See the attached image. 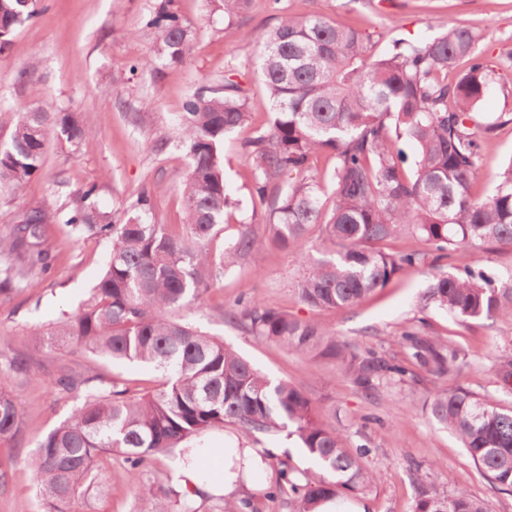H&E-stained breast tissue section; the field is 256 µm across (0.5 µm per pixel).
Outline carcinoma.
Here are the masks:
<instances>
[{
    "instance_id": "carcinoma-1",
    "label": "carcinoma",
    "mask_w": 512,
    "mask_h": 512,
    "mask_svg": "<svg viewBox=\"0 0 512 512\" xmlns=\"http://www.w3.org/2000/svg\"><path fill=\"white\" fill-rule=\"evenodd\" d=\"M213 2L230 24L250 0ZM36 6L37 0H0V52L12 48L15 30L35 17ZM145 26L154 30L156 47L141 67L156 60L166 66L186 61L194 34L176 0H158ZM369 42L370 36L323 15L283 14L267 33L261 77L272 119L242 146L252 197L265 207L264 238L252 225L240 224L224 238L222 250L212 247L234 206L220 146L226 134L251 118L248 96L232 69L224 72L222 83L199 88L182 105L178 130L189 158L182 181L183 223H156L152 192L146 188L123 221L99 210L95 186L81 193L66 223L79 234L109 238L111 251L89 300L55 326L33 331L34 350L59 361L58 392L78 400L26 458L43 512H75L73 505L90 491L111 490L106 461L114 452L135 484L155 458L200 448L207 432L224 427H238L257 442L286 430L297 437L317 471L279 459L274 487L265 493L285 500L289 512H317L320 503L343 500L374 483L368 443L350 451L346 432L317 417L301 387L271 380L224 340L176 317L202 303L224 274L264 240L298 253L304 272L296 291L311 309L353 308L430 254L448 272L430 283L422 309H443L464 321L512 318V289L474 268L477 251L512 246V161L498 174L492 196L471 193L480 158L473 112L492 72L477 51V35L450 19L439 35L396 40L391 53L381 57L369 53ZM461 60L468 62L467 69L448 82V71ZM50 134L75 146L89 130L75 112L36 108L22 113L7 145L0 146V193L23 188L41 170ZM402 140L416 149L410 174L398 147ZM320 153L335 160L334 205L328 215L322 212L313 169ZM292 173L297 180H288ZM54 218L49 207L36 210L0 239V296L34 287L51 269L54 256L44 225ZM314 226L328 251L322 260L301 251ZM403 234L424 249L392 253L382 248ZM227 316L303 357L334 361L365 394L426 379L454 381L468 365L466 355L429 332L423 318L397 336L406 354L398 359L328 336L317 323L256 299L238 301ZM86 353L151 364L162 383L144 393L117 382L97 384L70 366L71 357ZM492 369L501 397L456 384L429 392L423 408L457 436L491 486L512 492V354L499 355ZM30 371L23 356L0 361V441L20 430L14 381ZM16 465V456H0V488L12 480ZM414 481L411 512H488L467 490L448 495L417 468ZM151 512L198 510L195 499L169 486L160 489ZM224 512H262V505L251 498L228 501Z\"/></svg>"
}]
</instances>
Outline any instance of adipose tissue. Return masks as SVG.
<instances>
[{"instance_id":"obj_1","label":"adipose tissue","mask_w":512,"mask_h":512,"mask_svg":"<svg viewBox=\"0 0 512 512\" xmlns=\"http://www.w3.org/2000/svg\"><path fill=\"white\" fill-rule=\"evenodd\" d=\"M276 454V448L262 444L211 450L194 448L187 461L171 462V483L193 498L221 495L237 501L268 485Z\"/></svg>"}]
</instances>
